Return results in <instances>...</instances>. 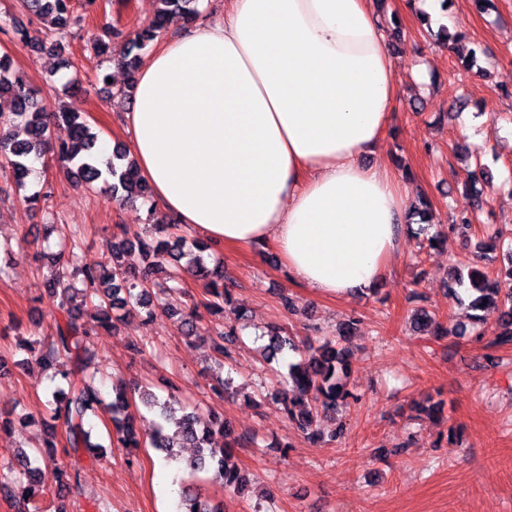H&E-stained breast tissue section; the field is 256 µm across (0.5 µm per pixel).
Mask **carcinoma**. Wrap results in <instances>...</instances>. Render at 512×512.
I'll use <instances>...</instances> for the list:
<instances>
[{
    "mask_svg": "<svg viewBox=\"0 0 512 512\" xmlns=\"http://www.w3.org/2000/svg\"><path fill=\"white\" fill-rule=\"evenodd\" d=\"M26 13L32 17L51 19L53 30L47 35L50 46L61 47L58 35L71 24L80 22L74 15L72 0H22ZM200 16L198 0H157L152 21L142 29L126 34L121 29L108 25L106 38H95L91 47L97 53H110L112 41H121V64L135 72L141 51L159 37L167 28L178 22H192ZM0 33L9 36L14 43L28 45L30 35L25 24L13 20L9 27H0ZM12 98L13 110L0 112V130L8 128L9 136L0 135V166L6 178L25 189L30 168V156L43 157L51 154L62 167L77 168L81 185L107 195L122 205L138 200L148 202L149 186L141 178L137 165L125 151L115 150L111 157L100 162L96 153L97 135L89 124L76 112L59 109L48 112L43 104L40 91L21 72L11 70L8 56H0V95ZM480 193L472 195V212L460 217L458 229L466 235L472 231L475 210L482 206ZM177 224L151 225L145 236L130 240L116 234L110 243L108 259L96 268L77 267L78 244L73 241L68 248L50 256L55 267L45 288L57 297L64 313L63 323L57 325L55 336L39 349L22 347L51 379L59 380L58 388L46 401L47 417L65 427L66 440L70 448H89L91 417L101 408L111 414L115 430L113 440L122 448H140L143 445L135 426V417L129 412L130 401L126 393L117 391L112 402L104 404L100 388L94 377L85 374L87 363L94 357L85 344L93 333L108 330L121 319L119 312L131 311L137 307L147 310V318H157L154 299L159 295L181 289V272H194L205 279L207 298L194 305L189 312L177 317L176 323L185 337H190L199 308L210 313L225 316L224 330L219 332V341L214 351L222 358L231 356V350L224 343H233L237 327L232 315L231 298L224 290V276L218 270L206 267L203 253L207 245L201 241H189L173 232ZM186 264H181V260ZM503 281L497 273L471 269L467 275L455 273L451 280L455 285L469 284L470 307L473 311L471 322L455 329V335L464 336L473 328L477 335H485V328H491L488 346L499 348L512 346V267L507 269ZM414 325L420 330L431 332L442 338L448 330L438 321L436 315L426 309H419L413 317ZM356 320L349 319L339 332L336 341L327 340L318 346L308 348L303 358L288 363V378L281 383L278 394L283 410L290 423L306 438L322 439L318 415L328 416L340 407L358 401L347 385L351 355L344 346L351 336ZM296 346L290 336L276 332L270 334L269 342L263 349L266 359H275ZM141 402L148 410L165 419L179 404L171 393L165 399L145 391ZM182 442L196 449L190 457L177 455L174 438L165 433L162 424H157L148 445L160 454L163 460L183 464L192 475L199 472L211 474L214 481L224 490L235 492L247 483V476L229 462L231 447L238 442L233 428L222 419L201 424L196 412L183 416L179 421ZM224 437V446L214 445V437ZM45 450L37 455L24 451L14 454L15 464L9 465L13 484L22 488L26 499H31L32 487L41 482L40 462L54 460L57 447L56 436L44 439ZM183 512H222L212 506L209 499L199 493H188L184 499Z\"/></svg>",
    "mask_w": 512,
    "mask_h": 512,
    "instance_id": "carcinoma-1",
    "label": "carcinoma"
}]
</instances>
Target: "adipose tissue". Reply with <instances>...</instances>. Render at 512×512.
Wrapping results in <instances>:
<instances>
[{
    "instance_id": "obj_1",
    "label": "adipose tissue",
    "mask_w": 512,
    "mask_h": 512,
    "mask_svg": "<svg viewBox=\"0 0 512 512\" xmlns=\"http://www.w3.org/2000/svg\"><path fill=\"white\" fill-rule=\"evenodd\" d=\"M398 95L369 0H225L142 61L129 150L178 223L352 297L403 243L404 188L367 161Z\"/></svg>"
}]
</instances>
